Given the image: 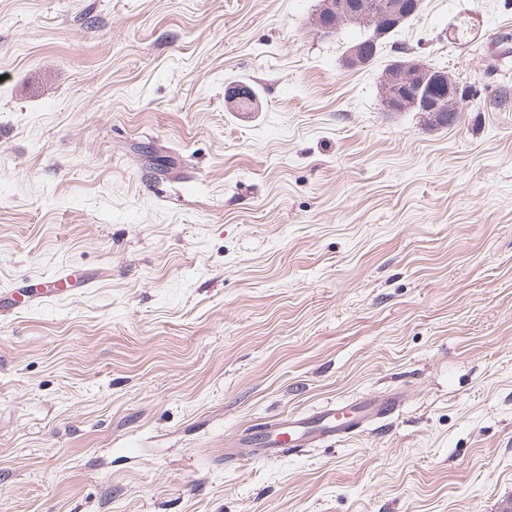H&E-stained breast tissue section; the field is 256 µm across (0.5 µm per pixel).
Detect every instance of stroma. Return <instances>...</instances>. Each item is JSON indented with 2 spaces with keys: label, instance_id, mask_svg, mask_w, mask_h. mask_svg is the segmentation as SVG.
I'll return each instance as SVG.
<instances>
[{
  "label": "stroma",
  "instance_id": "obj_1",
  "mask_svg": "<svg viewBox=\"0 0 512 512\" xmlns=\"http://www.w3.org/2000/svg\"><path fill=\"white\" fill-rule=\"evenodd\" d=\"M318 0H0V512L512 506V0H423L380 57ZM471 96L385 112L396 49ZM255 112L227 101L238 83ZM407 395L225 463L258 423ZM69 275L63 277L60 273L57 277L47 278L43 288L35 291L28 289L21 283L8 291L0 293V312H18L35 303L55 301L61 299L68 290L61 288L69 281ZM404 404L401 393L360 401L328 402L309 416L288 415L254 425L239 448H260L259 457L280 458L297 448H312L347 438L362 427L395 414Z\"/></svg>",
  "mask_w": 512,
  "mask_h": 512
}]
</instances>
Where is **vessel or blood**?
Here are the masks:
<instances>
[{
  "mask_svg": "<svg viewBox=\"0 0 512 512\" xmlns=\"http://www.w3.org/2000/svg\"><path fill=\"white\" fill-rule=\"evenodd\" d=\"M64 277L47 278L43 288L30 290L20 284L0 293V312H18L32 304L61 299ZM404 397L391 393L375 399L328 402L310 415H288L254 425L241 439L245 448H256L261 458L274 459L297 448H312L349 437L362 427L395 414Z\"/></svg>",
  "mask_w": 512,
  "mask_h": 512,
  "instance_id": "1",
  "label": "vessel or blood"
}]
</instances>
